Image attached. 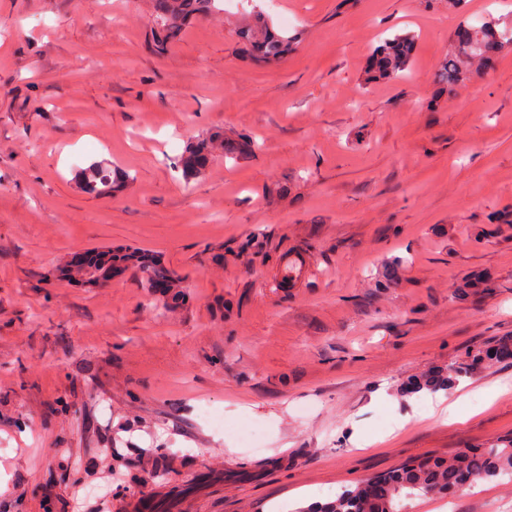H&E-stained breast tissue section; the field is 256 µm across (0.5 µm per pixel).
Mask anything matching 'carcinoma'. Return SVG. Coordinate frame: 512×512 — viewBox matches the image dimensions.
I'll list each match as a JSON object with an SVG mask.
<instances>
[{"label":"carcinoma","mask_w":512,"mask_h":512,"mask_svg":"<svg viewBox=\"0 0 512 512\" xmlns=\"http://www.w3.org/2000/svg\"><path fill=\"white\" fill-rule=\"evenodd\" d=\"M216 0H153L155 50L163 53L176 41L186 23L197 15L216 10ZM248 52L257 63L269 64L288 54V37L267 28L241 32ZM414 47L413 36L397 35L386 39L373 53L368 80L390 82L409 69ZM512 48V26H502L491 17L479 26L466 21L459 24L453 44L440 61L437 78L446 84L452 95L468 78L471 64L484 59L494 50ZM251 146L248 138L224 142V134H210L191 142L178 158V167L185 182L200 176L211 161L224 156V151L245 154ZM129 175L112 169L106 162H93L76 174L80 188L97 196H108L122 187ZM99 261L89 268H76L66 274L73 282L95 285L112 277L118 264H132L145 275L148 287L163 283L173 287L171 272L155 259L145 260L138 250L96 252ZM512 341L498 339L466 352L448 367L431 372L412 382V393H435L457 385L483 367L499 360L500 352ZM506 475L512 476V438L501 440L487 448H459L445 457H433L406 462L379 476L376 489L369 493L358 483L337 494L326 503L311 507V512H402L403 502L421 496H446L478 482Z\"/></svg>","instance_id":"obj_1"}]
</instances>
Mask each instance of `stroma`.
<instances>
[{
    "label": "stroma",
    "mask_w": 512,
    "mask_h": 512,
    "mask_svg": "<svg viewBox=\"0 0 512 512\" xmlns=\"http://www.w3.org/2000/svg\"><path fill=\"white\" fill-rule=\"evenodd\" d=\"M257 14L295 39L272 66L240 49ZM487 15L512 0H225L158 54L151 0H0V512H303L512 435V359L445 391L461 423L405 391L512 337V53L452 97L436 76ZM402 32L409 76L364 84ZM215 130L253 152L184 184L175 156ZM102 159L130 181L82 192ZM105 245L161 256L185 298L162 308L135 269L60 277ZM439 507L512 512V479L407 503Z\"/></svg>",
    "instance_id": "1"
}]
</instances>
